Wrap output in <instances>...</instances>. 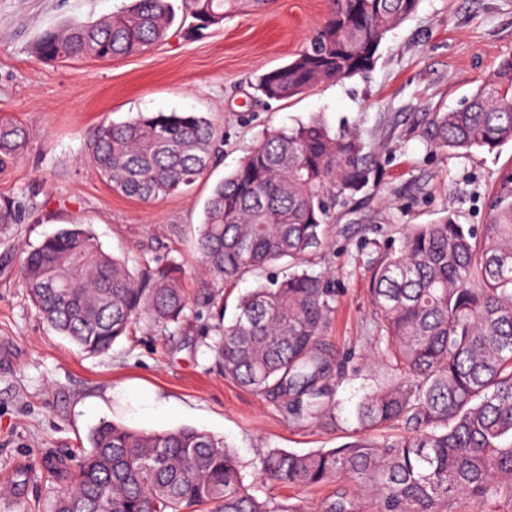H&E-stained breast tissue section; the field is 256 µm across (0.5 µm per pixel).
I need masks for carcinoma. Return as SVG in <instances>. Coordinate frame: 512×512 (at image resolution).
Masks as SVG:
<instances>
[{"label": "carcinoma", "instance_id": "obj_1", "mask_svg": "<svg viewBox=\"0 0 512 512\" xmlns=\"http://www.w3.org/2000/svg\"><path fill=\"white\" fill-rule=\"evenodd\" d=\"M331 15L288 63L260 74L269 100L291 98L375 64L387 32L420 0H332ZM270 0H187L195 30L220 25ZM174 21L169 0H132L124 11L45 33L43 61L109 62L163 41ZM428 137L439 149L487 151L512 142V56L503 58L470 101L436 112ZM217 135L195 112H157L99 124L87 160L115 193L154 202L179 192L210 166ZM27 146L25 128L0 120V164ZM380 152L356 131L320 118L266 134L208 198L198 239L201 263L229 288L279 262L271 279L239 296L210 345L224 376L288 406L298 421L335 407L343 362L325 341L334 289L315 270L336 207L375 179ZM374 342L383 380L356 409L359 429L399 426L394 437H361L304 454L271 449L261 478L319 486L345 478L353 498L323 512H455L467 498L485 512H512V174L489 202L482 234L447 214L413 224L399 245L369 258ZM20 277L40 318L85 353L108 351L143 320L179 327L190 297L182 270L165 264L134 272L72 224L23 260ZM300 512L260 499L224 441L194 427L145 432L101 421L49 512Z\"/></svg>", "mask_w": 512, "mask_h": 512}]
</instances>
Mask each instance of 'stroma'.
Returning <instances> with one entry per match:
<instances>
[{
	"label": "stroma",
	"instance_id": "stroma-1",
	"mask_svg": "<svg viewBox=\"0 0 512 512\" xmlns=\"http://www.w3.org/2000/svg\"><path fill=\"white\" fill-rule=\"evenodd\" d=\"M126 2L0 0V118L28 134L21 157L0 165V202L13 201L18 216L0 224V512H47L103 420L146 431L204 430L236 453L252 494L321 512L326 500L354 495L353 484L265 481L259 459L270 448L305 453L354 440L355 407L385 372L360 359L374 334L371 252L409 225L449 213L477 230L487 223V201L512 172V143L492 153L442 151L427 123L432 113L461 107L512 56V0H421L387 33L371 71L281 101L259 97L255 78L293 58L324 24L331 0H273L263 12L234 14L198 34L183 0H172L167 38L146 52L110 62L34 58L46 31L96 20ZM172 111L199 113L216 127L219 154L209 171L153 203L113 193L86 159L96 127ZM315 115L359 132L379 148L380 166L376 180L337 210L318 255L317 268L332 272L335 290L325 340L349 360L336 395L340 417L299 423L279 400L213 367L208 345L219 320L198 294L222 293L232 306L263 277L250 274L227 288L201 276L196 240L215 184L267 132ZM73 224L86 225L105 252L134 270L179 265L195 297L181 329L170 334L140 322L108 352L90 355L43 322L20 264L42 239Z\"/></svg>",
	"mask_w": 512,
	"mask_h": 512
}]
</instances>
